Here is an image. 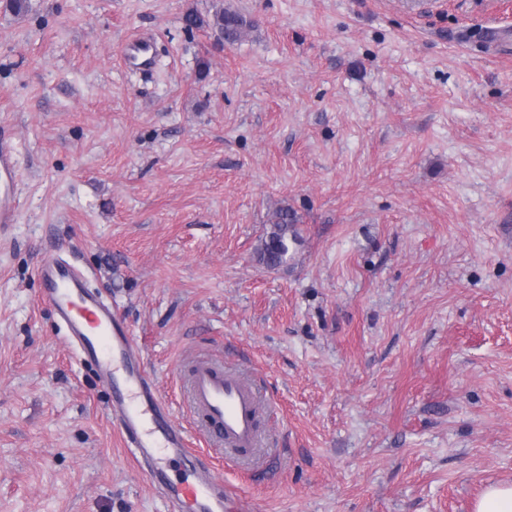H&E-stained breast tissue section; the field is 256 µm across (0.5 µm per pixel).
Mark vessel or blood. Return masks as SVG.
<instances>
[{"mask_svg":"<svg viewBox=\"0 0 512 512\" xmlns=\"http://www.w3.org/2000/svg\"><path fill=\"white\" fill-rule=\"evenodd\" d=\"M151 45L127 43V64L148 66ZM18 174L13 134L0 125V228L16 223ZM40 303L49 305L77 349L81 362L94 367L111 394L128 447L136 451L152 484L172 512H249L246 503L224 493V480L209 456L192 451L184 429L171 418V405L155 387L139 347L86 274L58 258L36 269ZM191 411L205 435L227 458L253 456L260 437L259 397L239 375L207 358L197 359L189 379Z\"/></svg>","mask_w":512,"mask_h":512,"instance_id":"b4317fda","label":"vessel or blood"}]
</instances>
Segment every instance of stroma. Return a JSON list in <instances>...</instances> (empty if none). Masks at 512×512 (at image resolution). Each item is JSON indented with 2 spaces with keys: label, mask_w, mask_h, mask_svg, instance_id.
<instances>
[{
  "label": "stroma",
  "mask_w": 512,
  "mask_h": 512,
  "mask_svg": "<svg viewBox=\"0 0 512 512\" xmlns=\"http://www.w3.org/2000/svg\"><path fill=\"white\" fill-rule=\"evenodd\" d=\"M0 0V512H167L35 268L92 274L194 451L199 355L269 408L251 512H473L512 483V0ZM221 3L235 43L183 16ZM156 45L126 66L134 36ZM299 239L269 268L277 210ZM18 174L15 160V145L11 129L0 125V228L16 224Z\"/></svg>",
  "instance_id": "1"
}]
</instances>
